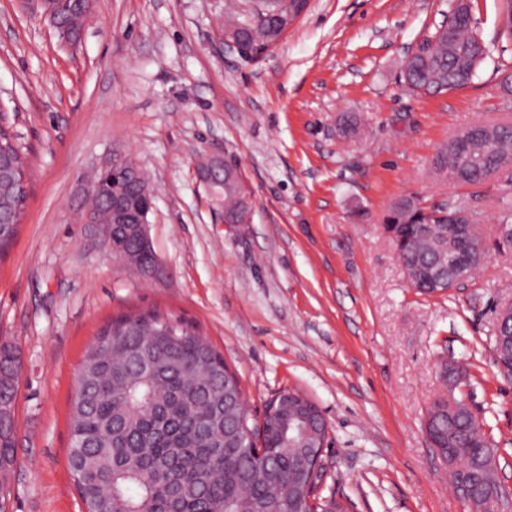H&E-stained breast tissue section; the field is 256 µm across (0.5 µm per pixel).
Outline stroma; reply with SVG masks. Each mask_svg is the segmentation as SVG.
I'll return each instance as SVG.
<instances>
[{
  "label": "stroma",
  "mask_w": 512,
  "mask_h": 512,
  "mask_svg": "<svg viewBox=\"0 0 512 512\" xmlns=\"http://www.w3.org/2000/svg\"><path fill=\"white\" fill-rule=\"evenodd\" d=\"M470 5L490 57L468 86L423 95L404 65L449 0H310L251 63L219 47L224 0H94L74 45L42 0H0V103L29 182L0 258V342L23 359L9 512H82L67 464L80 362L106 321L149 310L197 327L223 355L251 425L285 391L320 409V498L351 512H470L426 435L447 364L462 369L454 393L482 420L512 491V381L491 350L495 302L512 297V250L495 244L512 172L482 189L487 263L448 292L411 287L382 225L402 196L457 194L430 172L452 134L512 123L501 0ZM349 113L360 129L346 138ZM115 153L151 176L155 279L132 275L76 221L85 184ZM214 156L236 162L249 223H225L200 181Z\"/></svg>",
  "instance_id": "1"
}]
</instances>
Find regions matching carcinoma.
Masks as SVG:
<instances>
[{"mask_svg":"<svg viewBox=\"0 0 512 512\" xmlns=\"http://www.w3.org/2000/svg\"><path fill=\"white\" fill-rule=\"evenodd\" d=\"M82 4L65 0L58 22L78 41ZM288 11V0H228L224 25L268 46L285 28L276 15ZM470 8L453 5L448 26H438L423 53L408 58L404 79L418 94H436L472 82L489 54L472 29ZM18 175H26L25 148L11 147ZM433 173L470 189L466 200L481 198L480 188L498 171L512 166V123H473L442 145L431 160ZM224 181V215L245 199L238 166L228 162ZM15 181L0 182V224L11 225L0 237V255L18 232L20 212ZM414 196L394 202L383 217L411 285L432 293L427 273L442 270L456 277L455 267L439 238L448 224ZM112 247L140 249L130 224L112 225ZM142 250V249H140ZM143 263L153 262L142 250ZM508 344H493V364L512 377V317L499 330ZM0 372L10 382L0 386V400L16 402L20 366L17 349L0 343ZM238 378L197 328L157 311L133 312L111 319L86 348L77 388L70 403L68 466L85 512H317L315 482L299 468L314 437L288 433V421L306 417L294 402L270 403L261 454L250 448L248 413L239 406ZM426 428L450 465L464 468L453 483L472 512H499L509 505L498 477L495 449L481 421L467 404L442 397L430 407ZM0 455L16 461L15 424L0 428Z\"/></svg>","mask_w":512,"mask_h":512,"instance_id":"obj_1","label":"carcinoma"}]
</instances>
